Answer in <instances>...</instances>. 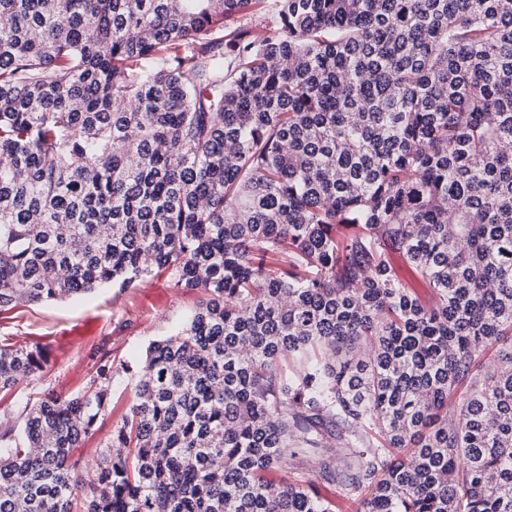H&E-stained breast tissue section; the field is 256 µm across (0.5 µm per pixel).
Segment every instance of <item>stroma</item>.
Segmentation results:
<instances>
[{
	"label": "stroma",
	"mask_w": 512,
	"mask_h": 512,
	"mask_svg": "<svg viewBox=\"0 0 512 512\" xmlns=\"http://www.w3.org/2000/svg\"><path fill=\"white\" fill-rule=\"evenodd\" d=\"M204 297L202 290L174 287L168 272L159 271L126 290L105 286L82 297L0 313V343H41L52 351L50 364L41 376L0 402V416L18 415L28 400L47 392L67 396L81 391L91 377L89 356L99 346L110 349L116 362L136 364L150 342L180 329ZM133 401L127 374L116 372L112 414L99 421L96 432L86 439L83 457L93 458L97 448L104 446ZM268 478L276 484H311L316 495L331 505L332 512H357L359 507L341 481L322 479L308 461L272 471Z\"/></svg>",
	"instance_id": "stroma-1"
}]
</instances>
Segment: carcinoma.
<instances>
[{"instance_id": "cac0c4a2", "label": "carcinoma", "mask_w": 512, "mask_h": 512, "mask_svg": "<svg viewBox=\"0 0 512 512\" xmlns=\"http://www.w3.org/2000/svg\"><path fill=\"white\" fill-rule=\"evenodd\" d=\"M273 5L0 0V310L207 294L94 463L108 352L0 419V512H330L267 481L311 456L359 512H512V0ZM49 358L0 344V400ZM392 263L395 273L402 284L422 301L431 297V288L414 270L408 260L399 253L392 254Z\"/></svg>"}]
</instances>
